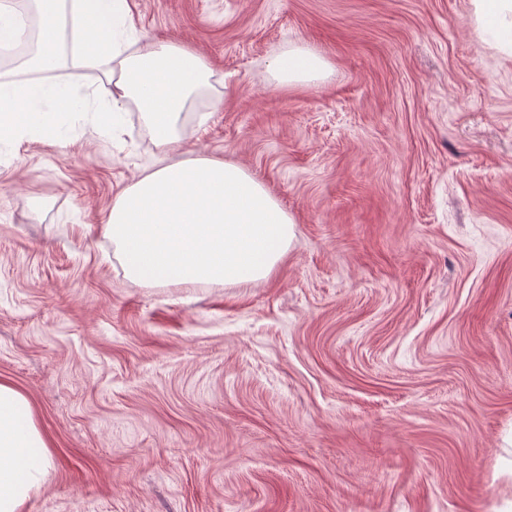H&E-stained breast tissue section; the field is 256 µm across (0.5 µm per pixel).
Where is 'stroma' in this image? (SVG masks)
Returning a JSON list of instances; mask_svg holds the SVG:
<instances>
[{
    "instance_id": "1",
    "label": "stroma",
    "mask_w": 512,
    "mask_h": 512,
    "mask_svg": "<svg viewBox=\"0 0 512 512\" xmlns=\"http://www.w3.org/2000/svg\"><path fill=\"white\" fill-rule=\"evenodd\" d=\"M210 70L178 121L288 210L268 281L128 279L104 226L159 158L86 103L0 135V381L51 465L22 512H512V57L471 0H127ZM308 47L316 83L272 61ZM327 67L324 59L307 48H296L275 63V75L281 84L310 83L322 78Z\"/></svg>"
}]
</instances>
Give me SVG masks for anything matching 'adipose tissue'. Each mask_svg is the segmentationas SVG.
<instances>
[{
    "label": "adipose tissue",
    "instance_id": "obj_1",
    "mask_svg": "<svg viewBox=\"0 0 512 512\" xmlns=\"http://www.w3.org/2000/svg\"><path fill=\"white\" fill-rule=\"evenodd\" d=\"M125 0H74L71 30L80 42L79 62L105 67L112 109L135 101L161 152L180 149L179 116L209 69L189 49L145 44L135 57H118L112 24ZM481 36L512 56V0H471ZM63 31L58 9L41 13L39 46L25 62L32 72L55 70ZM324 59L297 48L275 64L280 83L320 80ZM68 112L82 105L61 84H0V131L44 127L46 105ZM293 219L246 168L206 157L164 165L141 174L113 202L105 231L126 276L144 285L200 282L237 286L265 282L288 251ZM50 461L49 444L34 420L30 400L0 382V512H21L40 488Z\"/></svg>",
    "mask_w": 512,
    "mask_h": 512
}]
</instances>
